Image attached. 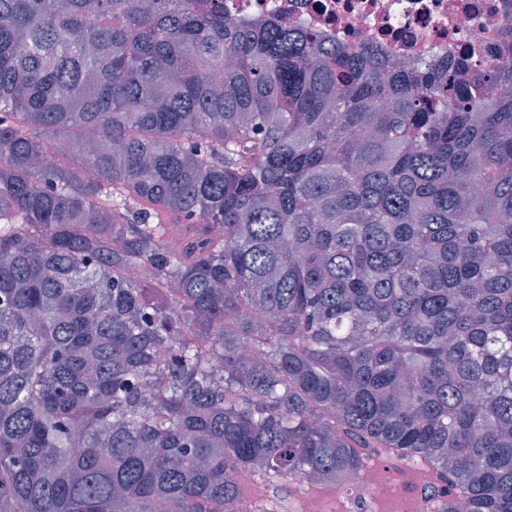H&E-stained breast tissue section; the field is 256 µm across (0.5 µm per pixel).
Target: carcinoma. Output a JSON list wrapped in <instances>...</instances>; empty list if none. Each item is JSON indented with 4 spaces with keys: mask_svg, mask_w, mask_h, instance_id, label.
<instances>
[{
    "mask_svg": "<svg viewBox=\"0 0 512 512\" xmlns=\"http://www.w3.org/2000/svg\"><path fill=\"white\" fill-rule=\"evenodd\" d=\"M0 0V512H238L416 461L512 512V59L450 81Z\"/></svg>",
    "mask_w": 512,
    "mask_h": 512,
    "instance_id": "carcinoma-1",
    "label": "carcinoma"
}]
</instances>
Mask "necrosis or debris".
I'll return each instance as SVG.
<instances>
[{
  "label": "necrosis or debris",
  "mask_w": 512,
  "mask_h": 512,
  "mask_svg": "<svg viewBox=\"0 0 512 512\" xmlns=\"http://www.w3.org/2000/svg\"><path fill=\"white\" fill-rule=\"evenodd\" d=\"M225 19L288 23L400 63L465 60L478 74L512 43V0H224Z\"/></svg>",
  "instance_id": "1"
}]
</instances>
